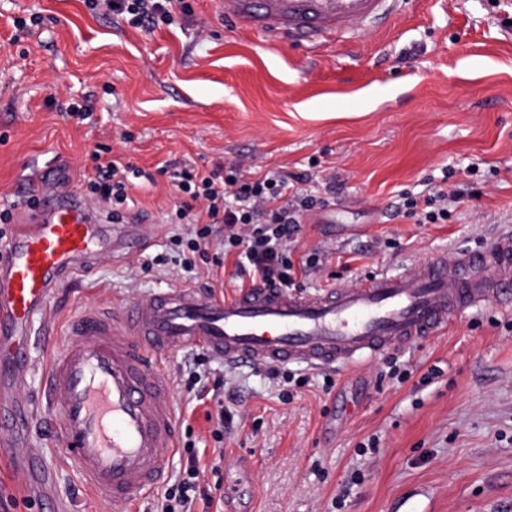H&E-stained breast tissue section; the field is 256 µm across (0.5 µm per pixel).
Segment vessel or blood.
<instances>
[{
    "mask_svg": "<svg viewBox=\"0 0 512 512\" xmlns=\"http://www.w3.org/2000/svg\"><path fill=\"white\" fill-rule=\"evenodd\" d=\"M409 0H219L225 18L265 36L319 46L352 39ZM149 224L97 223L70 188L47 183L38 210L14 225L0 263V446L12 445L32 410L17 397L32 356L35 320L60 283L100 256L129 259L152 241ZM491 299L512 306V236L454 252L360 286L303 295L261 285L231 297L163 289L120 314L90 309L71 320V345L49 364L43 406L85 485L116 503L164 474L174 446L168 383L155 353L195 345L225 363L348 367L395 345L436 335L461 309ZM13 462L48 512H64L39 451Z\"/></svg>",
    "mask_w": 512,
    "mask_h": 512,
    "instance_id": "b4317fda",
    "label": "vessel or blood"
}]
</instances>
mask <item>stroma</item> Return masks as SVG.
<instances>
[{"label": "stroma", "instance_id": "obj_1", "mask_svg": "<svg viewBox=\"0 0 512 512\" xmlns=\"http://www.w3.org/2000/svg\"><path fill=\"white\" fill-rule=\"evenodd\" d=\"M182 4L172 24L145 32L84 0H0V205L45 170L81 191L78 173L99 146L152 176L127 216L153 225V245L130 262L102 256L60 286L39 318L48 335L35 344L28 399L86 309L210 286L206 268L153 263L182 230L164 221L176 200L166 164L243 159L259 172L335 176V193L297 235L296 256L322 251L319 269L297 277L301 293L356 287L512 234V0H416L354 44L313 50L226 20L217 0ZM34 13L39 26L16 28ZM72 104L89 118L65 116ZM446 168L449 188L464 192L446 223L398 210L401 193L428 194ZM393 361L407 381L390 378ZM156 363L177 442L164 480L187 446L203 463L220 459V474L207 476L215 512L232 494L226 474L243 466L253 512H512V308L497 301L349 368L290 365L309 379L299 389L197 346ZM433 366L441 373L430 380ZM221 406L234 420L218 444L206 415ZM30 441L72 512H157L159 487L124 506L86 489L38 409ZM0 512H46L1 449Z\"/></svg>", "mask_w": 512, "mask_h": 512}]
</instances>
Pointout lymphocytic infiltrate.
<instances>
[{"instance_id":"obj_1","label":"lymphocytic infiltrate","mask_w":512,"mask_h":512,"mask_svg":"<svg viewBox=\"0 0 512 512\" xmlns=\"http://www.w3.org/2000/svg\"><path fill=\"white\" fill-rule=\"evenodd\" d=\"M91 11L112 14L122 23L144 31L171 23L176 0H85ZM93 166L83 171L87 201L106 212L112 223L124 221L123 212L132 200V165L118 158L90 154ZM172 183L179 200L174 220L189 225L191 238L174 236L179 250L174 261L192 271L195 259L219 246L224 256H235L236 277L285 289L295 287L296 268L289 242L303 217L318 204L307 173L267 172L258 175L242 164L199 172L173 171ZM402 209L421 224H442L448 219V191L434 186L426 197L402 196ZM200 459L190 454L188 467L178 483L167 488L161 512H194L193 493L200 476Z\"/></svg>"}]
</instances>
